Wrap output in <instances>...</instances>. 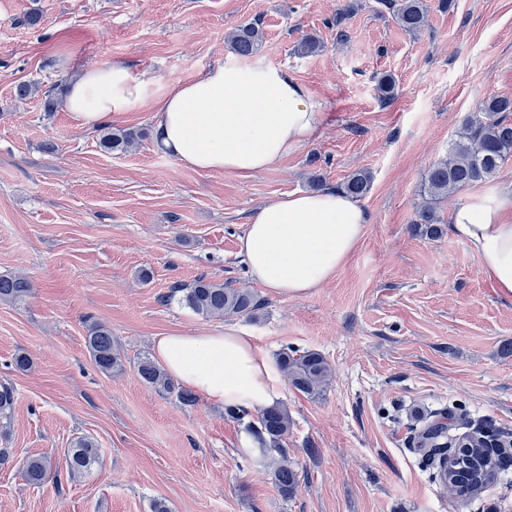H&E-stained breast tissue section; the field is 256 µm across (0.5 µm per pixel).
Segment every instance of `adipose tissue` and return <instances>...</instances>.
I'll use <instances>...</instances> for the list:
<instances>
[{"label":"adipose tissue","mask_w":512,"mask_h":512,"mask_svg":"<svg viewBox=\"0 0 512 512\" xmlns=\"http://www.w3.org/2000/svg\"><path fill=\"white\" fill-rule=\"evenodd\" d=\"M157 104L158 146L183 166L249 176L310 142L321 104L286 68L228 60L194 80L161 88L110 62L72 82L63 107L93 129L146 101ZM512 191L458 206L450 222L484 274L512 296ZM367 214L345 193L301 192L266 202L239 239L254 281L278 296L303 298L332 280L366 232ZM154 353L174 379L227 407L263 409L283 397L274 363L251 334L158 337Z\"/></svg>","instance_id":"1"}]
</instances>
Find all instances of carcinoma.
Listing matches in <instances>:
<instances>
[{"instance_id": "carcinoma-1", "label": "carcinoma", "mask_w": 512, "mask_h": 512, "mask_svg": "<svg viewBox=\"0 0 512 512\" xmlns=\"http://www.w3.org/2000/svg\"><path fill=\"white\" fill-rule=\"evenodd\" d=\"M393 9V16L402 29L408 32L420 30L425 24L422 0H384ZM227 42L232 51L241 58L252 57L263 42V32L254 24L238 27L228 34ZM139 134L132 130L107 131L100 139V146L109 152H124L131 148ZM512 159V98L493 97L481 102L479 110L467 116L451 143L445 157L436 161L424 179L426 200L415 213V230L430 236L443 234L442 219L438 203L448 196L476 184L491 180L500 168ZM372 184V174L366 170L352 173L342 185V190L353 198L366 195ZM32 290L31 282L23 277L0 276V300L17 301ZM182 294L181 301L194 312L205 317L257 316L261 305L256 296L247 290L230 288L222 283L198 279L191 286L175 285L168 297ZM87 348L98 368L110 373L122 366V355L112 339L108 327L92 323L86 336ZM280 368L286 372L291 385L298 391L313 395L317 393L330 374L325 358L314 351L300 352L289 347L278 354ZM137 371L147 384L160 390L176 394L184 406H192L196 396L191 390L177 387L174 381L148 357L142 358ZM291 426L287 408L275 404L260 411L257 423L248 424L256 439L257 452L261 460L274 455L281 463L271 471V479L285 497H291L300 483L299 471L288 463L285 439ZM447 433L444 423L424 425L419 432V447L437 448L438 439ZM100 458V449L88 437L77 439L73 447L65 452V466L69 478L88 471ZM52 460L44 454L26 457L23 465L25 480L32 485L42 484L51 474Z\"/></svg>"}]
</instances>
